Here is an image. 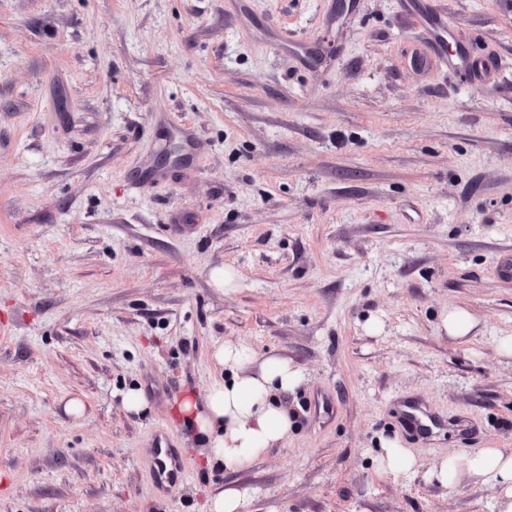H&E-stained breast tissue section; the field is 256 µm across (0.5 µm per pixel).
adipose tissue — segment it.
Returning a JSON list of instances; mask_svg holds the SVG:
<instances>
[{
    "mask_svg": "<svg viewBox=\"0 0 512 512\" xmlns=\"http://www.w3.org/2000/svg\"><path fill=\"white\" fill-rule=\"evenodd\" d=\"M213 359L223 367V379L213 380L205 396L185 394L175 404V419L205 448L208 467L243 470L287 439L292 418L279 397L294 391L303 375L292 360L275 353L220 346ZM431 473L443 485L452 476L493 484L498 489L493 512H512V450L457 452Z\"/></svg>",
    "mask_w": 512,
    "mask_h": 512,
    "instance_id": "obj_1",
    "label": "adipose tissue"
}]
</instances>
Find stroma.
<instances>
[{
    "instance_id": "1",
    "label": "stroma",
    "mask_w": 512,
    "mask_h": 512,
    "mask_svg": "<svg viewBox=\"0 0 512 512\" xmlns=\"http://www.w3.org/2000/svg\"><path fill=\"white\" fill-rule=\"evenodd\" d=\"M462 48L493 78L449 69ZM504 336L512 0H0V512H207L227 485L244 512H492L424 467L512 450ZM222 344L304 375L239 471L171 421ZM408 397L476 435L410 436ZM157 432L189 471L170 499ZM383 437L421 470L380 471ZM443 331L456 341H464L476 327L475 320L463 310H450L441 320Z\"/></svg>"
}]
</instances>
